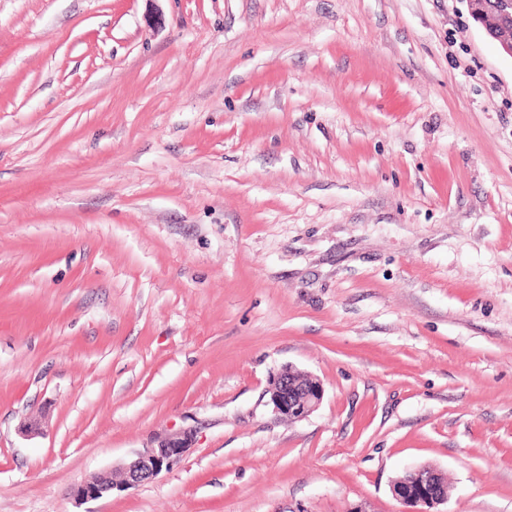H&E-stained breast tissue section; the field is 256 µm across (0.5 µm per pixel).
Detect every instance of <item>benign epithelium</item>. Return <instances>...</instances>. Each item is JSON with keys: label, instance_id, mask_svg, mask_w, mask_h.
Wrapping results in <instances>:
<instances>
[{"label": "benign epithelium", "instance_id": "obj_1", "mask_svg": "<svg viewBox=\"0 0 512 512\" xmlns=\"http://www.w3.org/2000/svg\"><path fill=\"white\" fill-rule=\"evenodd\" d=\"M467 2L474 20L512 57V0H498L497 8L490 14L475 0ZM268 394L275 413L290 421H300L318 409L324 397V386L316 376L285 366L273 377ZM191 443V433L175 432L158 446L144 449L124 464L120 479H114L110 472L95 474L74 490V496L80 500H95L115 490L135 488L170 468ZM391 492L406 507L404 512H433V508L448 501V484L431 466L407 472L392 484Z\"/></svg>", "mask_w": 512, "mask_h": 512}]
</instances>
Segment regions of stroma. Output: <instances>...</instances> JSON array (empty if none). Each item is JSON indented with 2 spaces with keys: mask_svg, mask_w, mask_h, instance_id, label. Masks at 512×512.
<instances>
[{
  "mask_svg": "<svg viewBox=\"0 0 512 512\" xmlns=\"http://www.w3.org/2000/svg\"><path fill=\"white\" fill-rule=\"evenodd\" d=\"M428 465L512 512V56L466 0H0V512H400ZM324 392L319 378L288 366L273 377L268 389L274 412L289 421L310 416L320 406ZM192 435L185 430L175 432L160 441L157 447L138 452L121 468L120 480L111 472L91 476L74 490L80 500H95L112 494L113 490H127L154 479L163 469L177 462L190 448Z\"/></svg>",
  "mask_w": 512,
  "mask_h": 512,
  "instance_id": "stroma-1",
  "label": "stroma"
}]
</instances>
